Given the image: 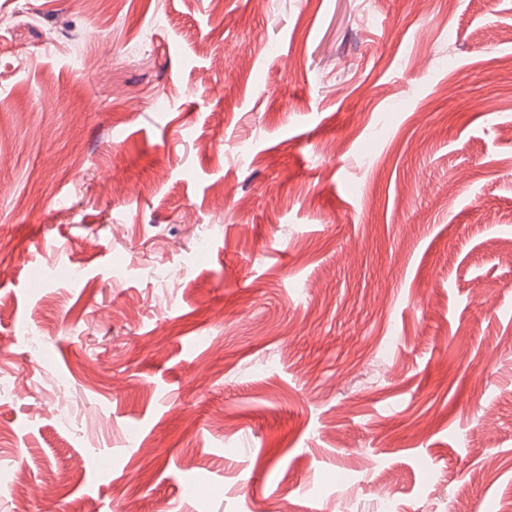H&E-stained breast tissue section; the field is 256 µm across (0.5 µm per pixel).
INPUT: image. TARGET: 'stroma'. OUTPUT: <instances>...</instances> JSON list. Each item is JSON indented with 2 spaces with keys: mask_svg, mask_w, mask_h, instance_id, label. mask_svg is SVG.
I'll return each instance as SVG.
<instances>
[{
  "mask_svg": "<svg viewBox=\"0 0 512 512\" xmlns=\"http://www.w3.org/2000/svg\"><path fill=\"white\" fill-rule=\"evenodd\" d=\"M0 468L512 503V0H0Z\"/></svg>",
  "mask_w": 512,
  "mask_h": 512,
  "instance_id": "1",
  "label": "stroma"
}]
</instances>
